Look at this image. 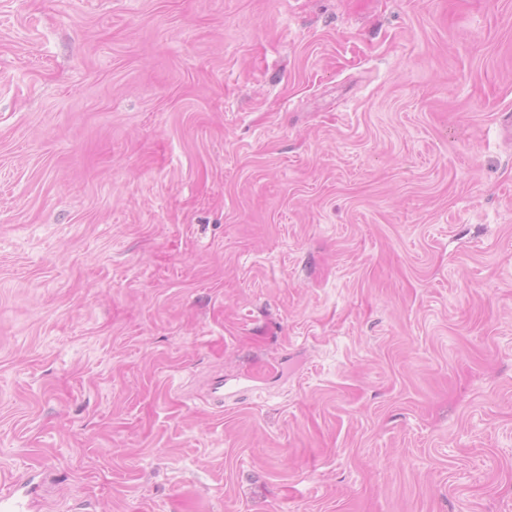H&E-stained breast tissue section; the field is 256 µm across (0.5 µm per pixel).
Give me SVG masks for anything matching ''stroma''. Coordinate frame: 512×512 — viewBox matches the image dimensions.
<instances>
[{"instance_id": "obj_1", "label": "stroma", "mask_w": 512, "mask_h": 512, "mask_svg": "<svg viewBox=\"0 0 512 512\" xmlns=\"http://www.w3.org/2000/svg\"><path fill=\"white\" fill-rule=\"evenodd\" d=\"M511 120L512 0H0V489L512 512Z\"/></svg>"}]
</instances>
